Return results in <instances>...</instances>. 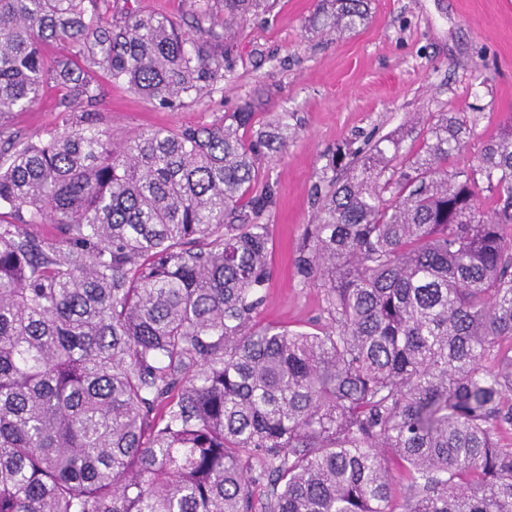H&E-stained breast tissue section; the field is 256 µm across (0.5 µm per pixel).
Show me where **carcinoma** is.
I'll return each instance as SVG.
<instances>
[{
	"mask_svg": "<svg viewBox=\"0 0 512 512\" xmlns=\"http://www.w3.org/2000/svg\"><path fill=\"white\" fill-rule=\"evenodd\" d=\"M271 7L224 0V32L205 7L190 34L111 0H0V512H394L391 461L402 512H512V129L467 170L461 115L406 169L390 139L331 159L294 259L323 288L303 330L254 320L258 161L288 113L116 142L94 110L96 70L164 109L213 93L230 24ZM319 13L353 32L369 0ZM47 83L83 110L24 141L4 117ZM46 223L56 246L24 229Z\"/></svg>",
	"mask_w": 512,
	"mask_h": 512,
	"instance_id": "1",
	"label": "carcinoma"
}]
</instances>
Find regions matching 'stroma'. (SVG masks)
<instances>
[{
	"mask_svg": "<svg viewBox=\"0 0 512 512\" xmlns=\"http://www.w3.org/2000/svg\"><path fill=\"white\" fill-rule=\"evenodd\" d=\"M199 0H112L113 11L162 13L190 30ZM318 0H275L270 13L234 26L233 65L220 91L171 111L99 77L97 106L115 137L147 128L205 124L250 101L254 125L281 113L297 130L283 153L261 159L276 186L271 272L259 325L306 328L323 316L319 282L300 284L293 259L315 213L316 187L334 153L397 140L401 158L420 151L429 114L464 113L465 147L449 169L472 165L512 123V0H371L357 31L314 23ZM64 93L47 85L39 103L13 113V130L44 136L66 118Z\"/></svg>",
	"mask_w": 512,
	"mask_h": 512,
	"instance_id": "1",
	"label": "stroma"
}]
</instances>
